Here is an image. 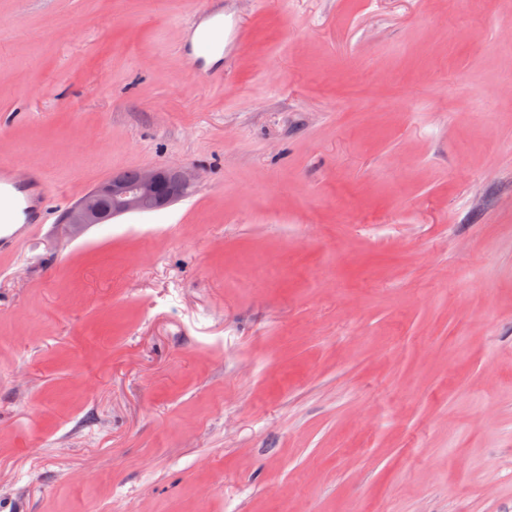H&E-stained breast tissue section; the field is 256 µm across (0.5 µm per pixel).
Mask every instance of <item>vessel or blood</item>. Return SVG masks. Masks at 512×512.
I'll list each match as a JSON object with an SVG mask.
<instances>
[{
  "mask_svg": "<svg viewBox=\"0 0 512 512\" xmlns=\"http://www.w3.org/2000/svg\"><path fill=\"white\" fill-rule=\"evenodd\" d=\"M10 166L0 163V253L5 254L25 238L32 228L46 223L48 190L42 173H34L28 183L9 178Z\"/></svg>",
  "mask_w": 512,
  "mask_h": 512,
  "instance_id": "1",
  "label": "vessel or blood"
}]
</instances>
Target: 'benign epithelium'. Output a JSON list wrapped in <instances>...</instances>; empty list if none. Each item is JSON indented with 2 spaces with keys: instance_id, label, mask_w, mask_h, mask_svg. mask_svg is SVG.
<instances>
[{
  "instance_id": "benign-epithelium-1",
  "label": "benign epithelium",
  "mask_w": 512,
  "mask_h": 512,
  "mask_svg": "<svg viewBox=\"0 0 512 512\" xmlns=\"http://www.w3.org/2000/svg\"><path fill=\"white\" fill-rule=\"evenodd\" d=\"M189 187L187 173L177 167L140 169L134 183L116 174L71 207L64 224L72 235L78 236L91 226L106 224L118 215L164 209L184 197Z\"/></svg>"
}]
</instances>
